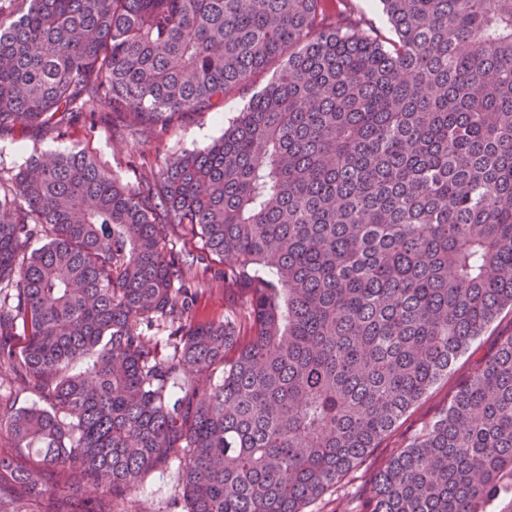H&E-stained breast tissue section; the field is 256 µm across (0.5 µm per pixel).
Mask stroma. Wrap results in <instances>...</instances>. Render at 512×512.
Masks as SVG:
<instances>
[{
    "instance_id": "35a3bbf8",
    "label": "stroma",
    "mask_w": 512,
    "mask_h": 512,
    "mask_svg": "<svg viewBox=\"0 0 512 512\" xmlns=\"http://www.w3.org/2000/svg\"><path fill=\"white\" fill-rule=\"evenodd\" d=\"M270 71H261L242 85L231 89L224 104L217 110L204 112L174 130L156 135L149 132L129 134L112 130L106 122L89 129L87 122L70 126L63 136L54 133L13 134L0 139V175L14 174L33 152L82 149L97 157L110 169L122 173L134 183L141 177L157 174L161 163L183 151L206 147L237 116L250 98L270 79ZM170 246L189 251L194 256L191 275L199 288L193 321L235 320L245 323L246 291L226 280L224 266L206 252L198 251L197 239L188 225L170 227ZM512 335V313L499 316L455 364L447 379L441 381L425 399L404 417L396 429L374 449L366 464L348 474L320 500L307 507L306 512H361L370 496L372 478L408 439L448 405L457 385L471 373L474 365L499 342ZM183 454L172 455L169 461L147 473L127 501L129 512H182Z\"/></svg>"
}]
</instances>
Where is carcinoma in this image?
Instances as JSON below:
<instances>
[{"mask_svg": "<svg viewBox=\"0 0 512 512\" xmlns=\"http://www.w3.org/2000/svg\"><path fill=\"white\" fill-rule=\"evenodd\" d=\"M325 2L0 7V138L98 105L163 134L279 62L158 179L75 149L0 179V369L43 402L0 401L39 460L0 455V512L18 489L38 512H113L178 449L187 512H304L512 310V0H379L387 46L325 25ZM175 224L248 286L247 333L189 321ZM160 321L165 354L144 332ZM366 512H512V336L376 474Z\"/></svg>", "mask_w": 512, "mask_h": 512, "instance_id": "obj_1", "label": "carcinoma"}]
</instances>
